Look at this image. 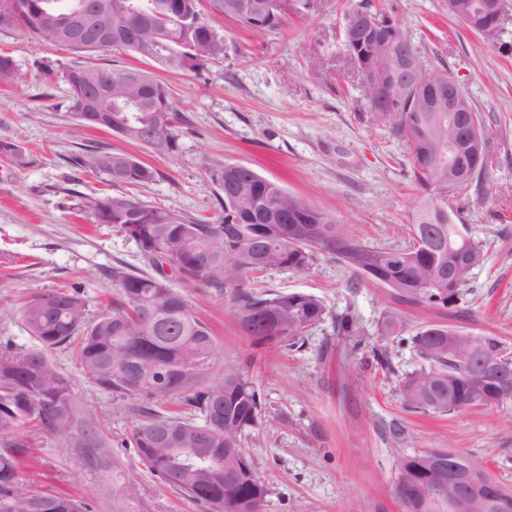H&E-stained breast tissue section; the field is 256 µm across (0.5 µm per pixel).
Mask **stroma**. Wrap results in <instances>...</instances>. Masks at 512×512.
Listing matches in <instances>:
<instances>
[{
    "mask_svg": "<svg viewBox=\"0 0 512 512\" xmlns=\"http://www.w3.org/2000/svg\"><path fill=\"white\" fill-rule=\"evenodd\" d=\"M312 2L305 16H287L264 32L214 16L226 55L198 75L159 72L180 134L175 165L110 131L81 126L70 114L64 78L70 67H136L134 55L109 49L86 57L23 29L0 35V51L13 57L23 77L17 85L0 84V138L21 136L34 158L21 171L0 158V351L39 348L20 312L28 297L77 289L92 321L118 294L113 268L154 271L132 239L81 211L84 196L126 189L104 173L72 165L88 145L160 170L157 180L126 190L176 213L221 221L213 203L220 190L216 177L225 165L242 164L322 210L364 245H411L420 189L410 151L368 111L345 51L342 16L361 0ZM370 2L395 18L429 68L446 69L457 80L483 118L489 172L448 203L457 223L481 242L484 258L467 276L461 301L447 309L406 302L324 252L306 274L274 268L249 275L252 291L304 292L324 302L323 321L292 348L252 345L229 294L184 286L218 342L202 386L234 363L259 390L261 416L245 445L267 485L262 512H403L394 492L399 461L430 449L467 454L512 487V400L445 415L409 409L399 383L425 362L408 341L378 334L384 316L397 311L407 333L425 322L444 324L496 338L512 352V2L492 44L450 16L445 0ZM347 314L360 325L361 337L338 331V319ZM380 346L388 355L383 365L373 358ZM46 356L70 377L75 400L95 413L113 461L90 466L83 449L32 427L25 433L22 469L28 486L67 494L82 512H206L143 463L133 443L143 421L137 402L88 381L75 346ZM125 473L138 483L131 501L122 495Z\"/></svg>",
    "mask_w": 512,
    "mask_h": 512,
    "instance_id": "stroma-1",
    "label": "stroma"
}]
</instances>
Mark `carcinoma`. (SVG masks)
Returning a JSON list of instances; mask_svg holds the SVG:
<instances>
[{"label": "carcinoma", "instance_id": "cac0c4a2", "mask_svg": "<svg viewBox=\"0 0 512 512\" xmlns=\"http://www.w3.org/2000/svg\"><path fill=\"white\" fill-rule=\"evenodd\" d=\"M103 22L121 32L107 47L136 53L133 44L170 45L178 50L172 65L154 68L171 73L202 72L224 55L226 44L203 17L200 0H104ZM212 11L233 18L256 31L271 30L292 13L311 8V0H210ZM99 0H0V15L7 13L8 27L0 33L24 28L41 40L62 45L60 14L78 5L92 9ZM361 65L381 74L391 65L389 47L378 44L370 30L357 31L349 45ZM104 79L112 83V97L99 102L112 114L106 129L120 138L149 147L148 132L164 144L151 151L176 165L180 159L179 134L167 87L155 73L142 68L76 66L65 73L70 88V110L84 126L88 103L84 85ZM21 79L14 60L0 53V84ZM369 112L389 123L409 147L413 174L422 196L412 219V235L423 243L406 249H378L363 245L338 230L326 213L289 193L280 184L244 165H226L218 174L222 195L216 197L224 221L174 213L146 204L126 193H103L83 198L82 208L95 223L110 224L136 242L156 273L112 269L119 286L112 310L86 321L81 294L59 290L28 298L23 306L30 332L46 348L61 347L82 333L77 358L84 375L95 385L121 399L141 402L145 418L134 434L142 460L164 484L206 505L211 512H261L267 494L243 447L246 434L259 423V391L235 364L224 365V375L201 390L203 371L216 355L217 340L210 325L199 318L184 293L169 284H201L230 293L238 306V321L254 345L293 347L324 320L326 307L319 298L297 292L256 293L246 287L251 272L273 268L306 273L316 254L327 252L361 274L376 269L370 280L383 284L417 305L447 308L460 300L454 291L448 300V268L469 256L481 262L482 250L454 222L448 197V169L433 161L436 146L448 142V125L430 123L423 102L398 87L381 99H366ZM480 157L468 160L474 171L471 184L487 174L489 137H484ZM0 157L16 170L30 164V153L18 136L0 139ZM86 170L104 172L110 181L132 186L160 176L156 168L131 155L102 151L92 146L74 158ZM173 268L164 274L154 253ZM404 328L402 316L389 313L380 335L396 336ZM463 331L443 324L425 323L411 343L429 366L401 381L404 405L415 411L448 414L466 408L483 395L503 402L497 381L482 382L474 366L455 357L448 337ZM203 422L173 418L157 410L173 395ZM30 424L66 444L79 435L91 458L106 461L110 444L99 433L95 416L76 406L71 381L40 351L0 353V512H79L70 497L34 493L19 472L27 452L19 432ZM168 448H183L191 456L174 457ZM448 482V460L440 450L403 458L394 492L403 512H448V498L433 497Z\"/></svg>", "mask_w": 512, "mask_h": 512}]
</instances>
